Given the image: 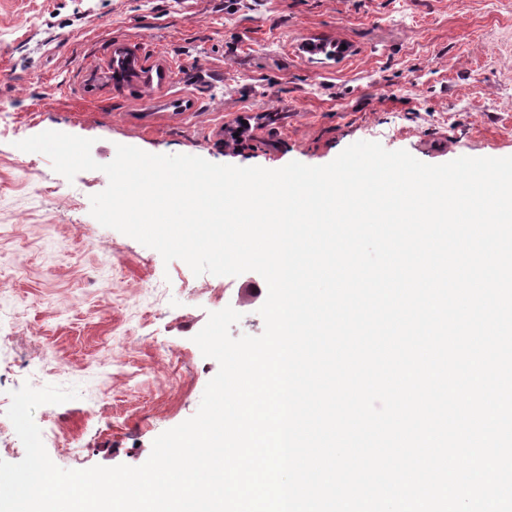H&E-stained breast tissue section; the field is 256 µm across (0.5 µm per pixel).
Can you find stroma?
<instances>
[{
	"mask_svg": "<svg viewBox=\"0 0 512 512\" xmlns=\"http://www.w3.org/2000/svg\"><path fill=\"white\" fill-rule=\"evenodd\" d=\"M244 119L252 137L226 148ZM48 130L92 139L101 164L120 144L267 169L358 141L432 165L512 156V0H0V403L77 388L34 412L73 442L51 460L139 466L219 369L193 341L210 312L236 307L232 336L260 335L267 285L194 275L100 225L105 173L69 180L18 149Z\"/></svg>",
	"mask_w": 512,
	"mask_h": 512,
	"instance_id": "obj_1",
	"label": "stroma"
}]
</instances>
